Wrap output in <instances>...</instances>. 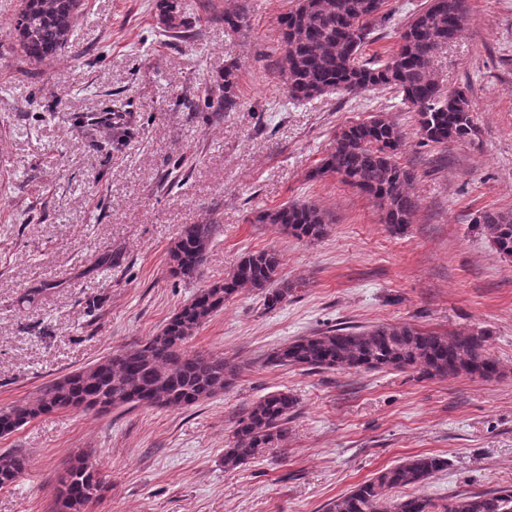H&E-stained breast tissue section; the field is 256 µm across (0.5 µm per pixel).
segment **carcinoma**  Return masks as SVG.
Listing matches in <instances>:
<instances>
[{"instance_id":"carcinoma-1","label":"carcinoma","mask_w":512,"mask_h":512,"mask_svg":"<svg viewBox=\"0 0 512 512\" xmlns=\"http://www.w3.org/2000/svg\"><path fill=\"white\" fill-rule=\"evenodd\" d=\"M83 0H20L11 22L16 44L30 63H40L66 48ZM167 32L182 38L187 31L182 0H157ZM385 0H296L281 21L283 82L299 101L325 95H353L381 86L415 109L426 142L448 147L475 135L472 109L459 88L443 94L431 68L433 53L457 38L468 14L467 0H428L404 25L384 59L362 60L372 27L384 17ZM235 73L224 72V110L236 107ZM404 146L400 127L383 115L340 128L327 156L312 177H337L371 197L382 222L394 230L411 223L418 203L410 193L414 171L398 161ZM252 224H272L299 240H318L332 219L314 200H299L253 213ZM479 230L495 250L512 258V212L488 209L477 219ZM219 225L212 220L184 225L169 250L170 273L184 281L203 276L207 254ZM281 258L273 250L248 253L230 275L201 286L162 329L147 339L112 352L84 369L45 385L34 400L0 410V436L31 420L60 411L90 412L112 408H189L233 385L238 368L222 356L192 354L188 340L243 291L264 294L268 309L292 292L281 282ZM484 331L439 332L412 324H381L363 331L328 328L300 337L269 355L279 367L313 370L413 369L423 378L462 375L492 380L501 376L488 351ZM295 398L276 391L259 399L239 418L234 441L224 449V468L236 469L262 455L288 435ZM448 465L437 455L419 454L379 471L324 505V512H512V487L452 496L439 502L416 494ZM29 467L23 455L0 453V486L15 482ZM411 488L413 493L391 492ZM106 490L104 478L84 457L71 460L58 480L53 512H84L88 495Z\"/></svg>"}]
</instances>
